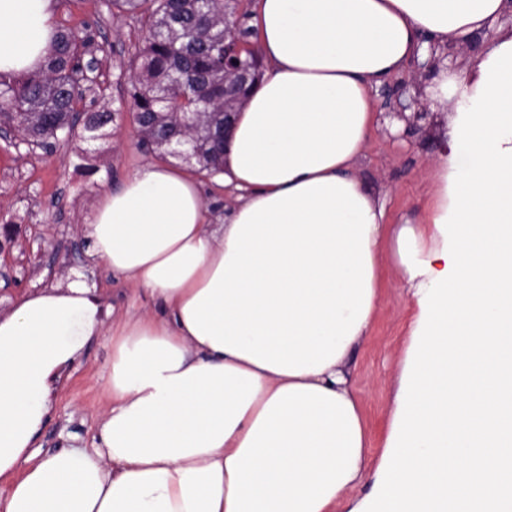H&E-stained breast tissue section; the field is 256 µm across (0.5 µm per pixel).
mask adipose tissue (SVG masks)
<instances>
[{"instance_id": "obj_1", "label": "adipose tissue", "mask_w": 512, "mask_h": 512, "mask_svg": "<svg viewBox=\"0 0 512 512\" xmlns=\"http://www.w3.org/2000/svg\"><path fill=\"white\" fill-rule=\"evenodd\" d=\"M507 0H257L264 74L236 118L209 223L197 179L140 166L82 232L161 303L109 321L82 279L0 315V512H512V28ZM55 0H0V73L39 70ZM425 88L445 112L426 223L388 228L356 176L373 88L468 46ZM391 239L417 311L376 469L354 390ZM112 338L98 448L31 463L63 373Z\"/></svg>"}]
</instances>
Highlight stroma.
Segmentation results:
<instances>
[{"instance_id": "35a3bbf8", "label": "stroma", "mask_w": 512, "mask_h": 512, "mask_svg": "<svg viewBox=\"0 0 512 512\" xmlns=\"http://www.w3.org/2000/svg\"><path fill=\"white\" fill-rule=\"evenodd\" d=\"M55 23L90 34L101 69L96 97L129 107L124 68L142 35L136 19L112 13L107 0H55ZM426 71L410 65L375 95L376 123L357 176L370 192L385 198L390 223H423L434 194L430 167L445 132L440 113L429 111L417 131L398 137L389 114L398 101L421 97ZM155 156L139 146L129 119L118 120L105 138L78 145L56 144L45 151L17 140L0 139V313L10 311L31 291L65 284L72 272L82 274L104 308L124 315L127 308L159 313V306L112 274L89 253L80 233L104 192L122 186L139 166ZM384 281L371 333L359 348L355 390L369 427L367 456L377 464L388 431L393 397L405 365L414 301L398 278L390 252H383ZM110 337L93 339L69 369L58 389L54 409L34 449L43 459L60 448L93 449L106 403Z\"/></svg>"}]
</instances>
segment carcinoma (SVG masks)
Here are the masks:
<instances>
[{"instance_id": "cac0c4a2", "label": "carcinoma", "mask_w": 512, "mask_h": 512, "mask_svg": "<svg viewBox=\"0 0 512 512\" xmlns=\"http://www.w3.org/2000/svg\"><path fill=\"white\" fill-rule=\"evenodd\" d=\"M120 14L144 26L133 60L129 95L141 130L139 145L165 155L171 136L190 140L224 124V113L238 107L236 92L224 88V14L239 9L236 0H109ZM93 39L59 30L44 68L25 76L0 74V109L15 114L17 130L31 141L65 138L96 140L121 112L101 107L83 122L73 117L77 100L69 91L80 81L81 58L92 53ZM195 172H224V151L201 142Z\"/></svg>"}]
</instances>
